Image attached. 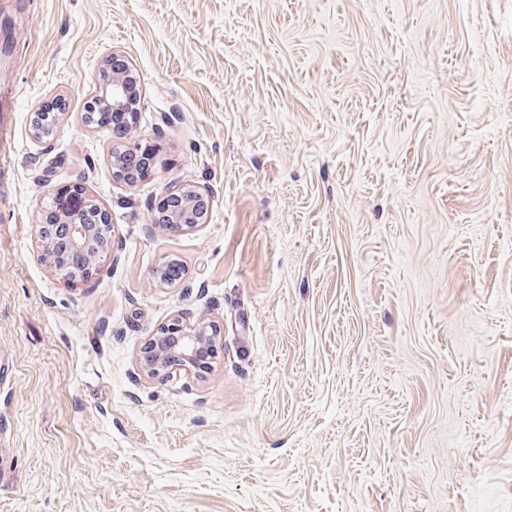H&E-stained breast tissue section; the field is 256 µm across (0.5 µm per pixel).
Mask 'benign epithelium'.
I'll list each match as a JSON object with an SVG mask.
<instances>
[{"label": "benign epithelium", "instance_id": "7a95c632", "mask_svg": "<svg viewBox=\"0 0 512 512\" xmlns=\"http://www.w3.org/2000/svg\"><path fill=\"white\" fill-rule=\"evenodd\" d=\"M137 84V74L128 68L122 73L112 74L111 88L108 91L110 104L114 110H122L132 105V89ZM122 150L112 151L113 173L128 182L134 183V174L123 168ZM84 201L76 206H61L56 211L55 229L52 224L37 222L35 236L45 256L57 272L71 283H85L100 269L101 263L112 252L111 240L102 234L103 225L109 223L108 215L100 205L83 189ZM180 204L171 210L166 221L158 225L164 230H196L207 224L210 212V195L197 186H189L177 193ZM214 330L199 321L188 324L177 316L161 327L141 352L139 365L148 375H170L179 370L190 371L196 368L201 352L213 345Z\"/></svg>", "mask_w": 512, "mask_h": 512}]
</instances>
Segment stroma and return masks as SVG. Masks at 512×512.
<instances>
[{
  "mask_svg": "<svg viewBox=\"0 0 512 512\" xmlns=\"http://www.w3.org/2000/svg\"><path fill=\"white\" fill-rule=\"evenodd\" d=\"M4 43L0 512H512V0H12ZM114 52L135 184L82 119ZM189 183L207 224L155 230ZM74 185L77 285L33 230ZM177 314L206 369L144 376ZM77 191L82 193L83 202L77 206H60L56 211L55 224L39 221L34 224V233L45 256L59 274L66 269L73 253L84 254L86 263L81 270L67 271L62 275L70 283H85L98 273L101 263L112 252V242L102 234L105 224H109L106 211L86 191L81 188ZM59 224L62 227L56 230L54 227Z\"/></svg>",
  "mask_w": 512,
  "mask_h": 512,
  "instance_id": "obj_1",
  "label": "stroma"
}]
</instances>
